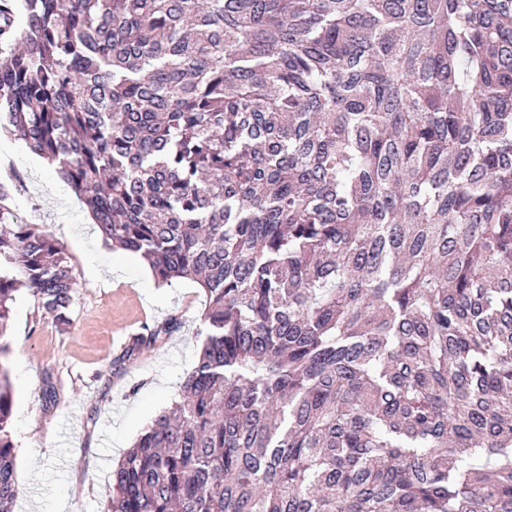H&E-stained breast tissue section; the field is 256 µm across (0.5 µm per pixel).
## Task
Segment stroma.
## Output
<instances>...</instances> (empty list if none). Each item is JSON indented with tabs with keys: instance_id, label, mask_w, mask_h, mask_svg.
<instances>
[{
	"instance_id": "obj_1",
	"label": "stroma",
	"mask_w": 512,
	"mask_h": 512,
	"mask_svg": "<svg viewBox=\"0 0 512 512\" xmlns=\"http://www.w3.org/2000/svg\"><path fill=\"white\" fill-rule=\"evenodd\" d=\"M0 218L42 224L63 246L76 282L72 323L60 330L20 290L9 336L14 387L13 441L20 494L13 512H101L109 475L165 407L178 400L195 366L205 294L188 280L156 281L139 256L106 246L83 201L23 142L0 134ZM106 276L92 283L88 269ZM169 336L142 348L122 368L121 356L144 327L170 317ZM58 391L42 398L44 379Z\"/></svg>"
}]
</instances>
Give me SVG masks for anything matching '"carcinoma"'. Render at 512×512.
I'll return each mask as SVG.
<instances>
[{
	"label": "carcinoma",
	"instance_id": "obj_1",
	"mask_svg": "<svg viewBox=\"0 0 512 512\" xmlns=\"http://www.w3.org/2000/svg\"><path fill=\"white\" fill-rule=\"evenodd\" d=\"M0 131L204 290L104 512H512V0H0ZM0 267L10 512L12 303L75 280L39 224Z\"/></svg>",
	"mask_w": 512,
	"mask_h": 512
}]
</instances>
